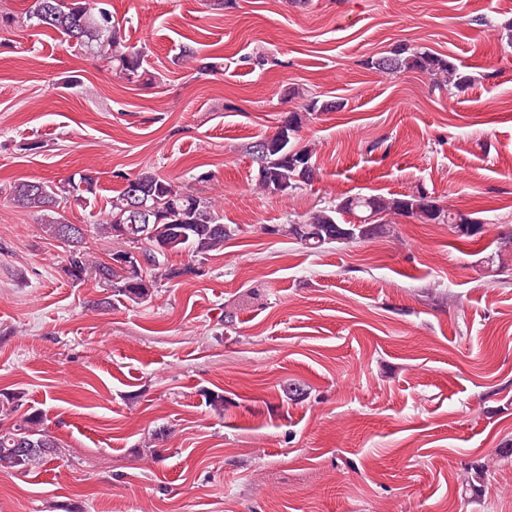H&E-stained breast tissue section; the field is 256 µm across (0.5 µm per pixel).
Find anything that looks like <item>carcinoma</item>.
Returning <instances> with one entry per match:
<instances>
[{
    "instance_id": "obj_1",
    "label": "carcinoma",
    "mask_w": 512,
    "mask_h": 512,
    "mask_svg": "<svg viewBox=\"0 0 512 512\" xmlns=\"http://www.w3.org/2000/svg\"><path fill=\"white\" fill-rule=\"evenodd\" d=\"M28 20L36 29H49L67 42L79 47H92L115 64V75L129 83L139 77L145 51L121 48L118 37L120 21L112 15L107 0H32L27 11ZM367 66L383 73L397 74L419 70L433 77L438 85L458 92L467 90L473 82L471 75L461 71L451 58L427 50L400 48L389 55L367 62ZM341 108L337 101H322L316 96H305L303 110L312 115ZM293 128L276 132L249 147L257 165L256 182L269 194L275 188L297 190L313 182L317 175L312 150L296 147L294 140L302 127V116L291 113ZM292 135V141L278 150L268 151L266 144L276 145L283 140V132ZM97 193V181L89 173L80 175L79 183L69 182L54 186L48 182L22 181L11 188L13 202L22 208L42 215L43 231L51 238L66 243L70 266L69 278L74 282L85 280V271L94 270V280L112 288V295L133 303H142L152 297L158 285L153 272L172 280L187 274H196L193 264L174 267L169 256L187 252L193 258H204L224 246L232 236L230 225L221 222L219 214L208 200L186 193L180 185L155 172L144 171L125 178L118 195L112 198L105 217L92 222L96 231L108 238L121 230L136 242L139 259L124 266L108 262H91L81 249L84 235L64 238L62 230L67 220L59 212L60 199L75 197L87 201L86 195ZM353 215L357 222L345 220ZM421 217L423 224H446L461 239L477 240L484 231V222L470 214L442 208L435 197L419 188L411 194H382L346 196L334 203L316 206L304 217L287 224L274 225L273 233L296 241L303 248L318 252L338 238H349L351 243L383 237L391 232L386 216ZM57 452L55 436L44 427V416L38 409L29 408L8 429H0V472L27 473L48 463L43 449Z\"/></svg>"
}]
</instances>
